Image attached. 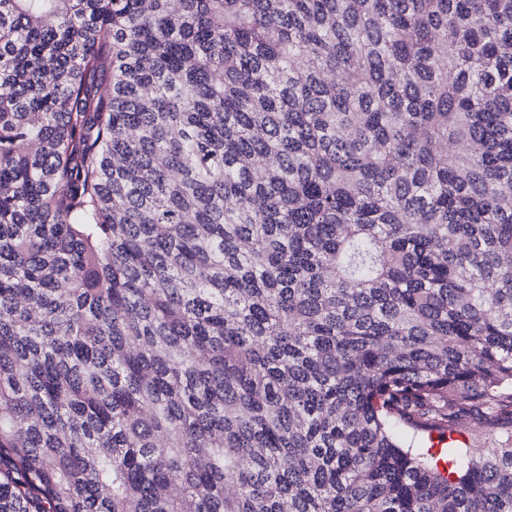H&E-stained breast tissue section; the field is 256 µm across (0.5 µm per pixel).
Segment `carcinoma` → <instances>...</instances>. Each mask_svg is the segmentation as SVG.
Instances as JSON below:
<instances>
[{
    "label": "carcinoma",
    "mask_w": 512,
    "mask_h": 512,
    "mask_svg": "<svg viewBox=\"0 0 512 512\" xmlns=\"http://www.w3.org/2000/svg\"><path fill=\"white\" fill-rule=\"evenodd\" d=\"M0 512H512V0H0Z\"/></svg>",
    "instance_id": "cac0c4a2"
}]
</instances>
